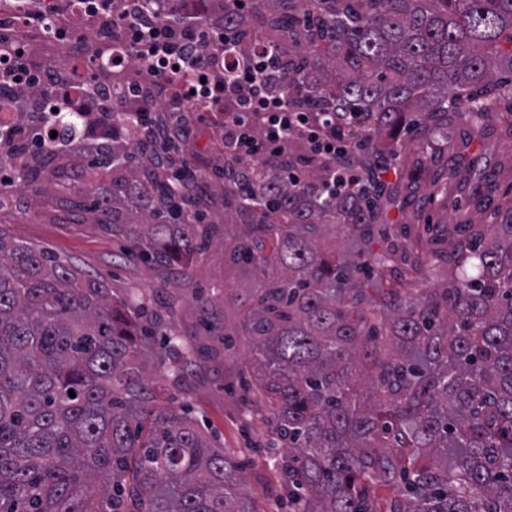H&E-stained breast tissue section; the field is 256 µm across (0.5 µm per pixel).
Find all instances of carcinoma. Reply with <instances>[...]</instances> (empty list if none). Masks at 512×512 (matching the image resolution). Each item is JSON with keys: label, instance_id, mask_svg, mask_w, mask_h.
Returning <instances> with one entry per match:
<instances>
[{"label": "carcinoma", "instance_id": "carcinoma-1", "mask_svg": "<svg viewBox=\"0 0 512 512\" xmlns=\"http://www.w3.org/2000/svg\"><path fill=\"white\" fill-rule=\"evenodd\" d=\"M223 24L243 62L259 42L277 50L289 101L303 91L364 123L353 163L366 192L328 195L326 162L294 184L277 161L224 151L229 258L257 279L240 323L251 385L288 448L294 512H512V188L495 223L438 227L448 279L418 288L423 256L386 224L400 187L382 177L404 130L459 123L467 145L490 129L512 141V111H496L512 103V0H253L224 5ZM3 164L159 267L215 242L194 217L219 201L192 183L172 192L176 160L151 127L82 158L4 139ZM89 170L105 183L89 187ZM484 185L469 191L477 210L493 203ZM336 235L390 244L371 265L329 249ZM179 302L162 288L115 297L0 226V512H258L224 449L149 397L146 359L179 387L196 353L168 327ZM399 480L402 496L377 494Z\"/></svg>", "mask_w": 512, "mask_h": 512}]
</instances>
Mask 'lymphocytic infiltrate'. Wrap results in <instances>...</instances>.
<instances>
[{"label": "lymphocytic infiltrate", "mask_w": 512, "mask_h": 512, "mask_svg": "<svg viewBox=\"0 0 512 512\" xmlns=\"http://www.w3.org/2000/svg\"><path fill=\"white\" fill-rule=\"evenodd\" d=\"M201 25L199 12L187 10L162 25L145 24L134 14L122 22L129 47L160 69L163 92L172 93L177 102L196 94L207 98L209 118L223 128L224 142L235 156L249 161L281 157L287 155L289 141L297 138L306 146L307 160L336 165L340 181H347L352 133L361 126L357 116L339 117L306 102L288 104L281 92V61L262 45L254 47L248 64L226 57L224 77L207 82L213 59L200 41ZM13 79L20 84L38 81L48 94L66 101L82 97L92 105L108 102L116 112L126 111L129 98L140 95L139 87L132 86L125 98L115 101L106 90L92 91L84 74L62 83L44 69L34 79L24 65L15 66Z\"/></svg>", "instance_id": "obj_1"}]
</instances>
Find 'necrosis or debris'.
I'll use <instances>...</instances> for the list:
<instances>
[{"label": "necrosis or debris", "mask_w": 512, "mask_h": 512, "mask_svg": "<svg viewBox=\"0 0 512 512\" xmlns=\"http://www.w3.org/2000/svg\"><path fill=\"white\" fill-rule=\"evenodd\" d=\"M132 0H111L101 18L87 16L81 0H0V38L9 47H22L25 61L70 74L67 60H88L92 84L119 91L136 84L152 89L160 77L150 65L124 62L122 35L113 30L112 19Z\"/></svg>", "instance_id": "4bbe7bcc"}]
</instances>
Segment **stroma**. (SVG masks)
<instances>
[{
  "label": "stroma",
  "mask_w": 512,
  "mask_h": 512,
  "mask_svg": "<svg viewBox=\"0 0 512 512\" xmlns=\"http://www.w3.org/2000/svg\"><path fill=\"white\" fill-rule=\"evenodd\" d=\"M183 126L190 166L203 171L209 193H221L224 183L218 171L224 165V148L218 129L199 122L194 112L186 114ZM465 137L464 127L456 126L433 141L407 139L395 163L401 177L400 206L389 214L392 223L404 225L407 244L430 249L433 225L452 217L494 223L492 210L477 213L468 207L467 194L460 188L461 173L484 157L494 183L512 182V142L491 132L467 147ZM14 196L17 206L0 213V224L13 240L44 249L104 280L118 296L145 295L156 288L181 294L183 303L172 320L178 335L203 343L206 325H225L229 339L220 358H195L185 370L183 388L172 386L155 362H148L152 396L157 404L186 408L206 424L225 456L240 465L245 488L253 494L259 512H289L288 494L278 473L284 444L258 415L257 400L242 383L249 344L240 334V301L251 295L248 271L225 261L220 243L188 267L153 269L125 256L123 240L104 231L92 213L72 209L33 187H16Z\"/></svg>",
  "instance_id": "1"
}]
</instances>
